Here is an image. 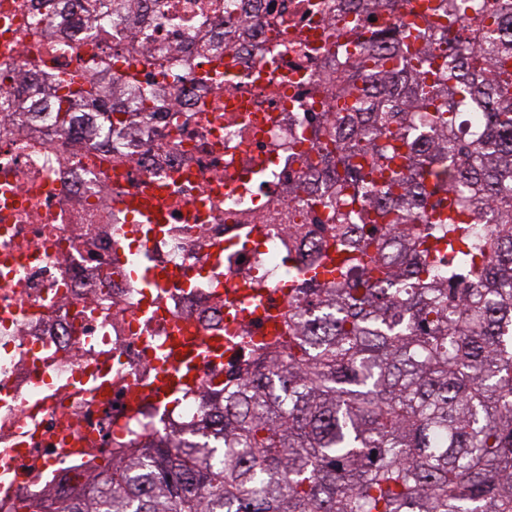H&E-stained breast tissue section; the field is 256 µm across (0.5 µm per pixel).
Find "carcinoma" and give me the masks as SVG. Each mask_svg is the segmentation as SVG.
<instances>
[{"label": "carcinoma", "instance_id": "obj_1", "mask_svg": "<svg viewBox=\"0 0 512 512\" xmlns=\"http://www.w3.org/2000/svg\"><path fill=\"white\" fill-rule=\"evenodd\" d=\"M432 11L364 39L319 146L328 193L298 198L328 211L339 275L289 266L305 308L224 389L219 438L131 456L61 512H512V0ZM55 83L62 126L97 101Z\"/></svg>", "mask_w": 512, "mask_h": 512}]
</instances>
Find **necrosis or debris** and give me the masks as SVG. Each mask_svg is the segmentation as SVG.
I'll return each mask as SVG.
<instances>
[{
	"label": "necrosis or debris",
	"mask_w": 512,
	"mask_h": 512,
	"mask_svg": "<svg viewBox=\"0 0 512 512\" xmlns=\"http://www.w3.org/2000/svg\"><path fill=\"white\" fill-rule=\"evenodd\" d=\"M417 0H0V512H56L127 453L209 431L210 405L287 308L288 262L318 263L316 131L362 41L404 33ZM96 80L107 111L32 112L50 76ZM151 86L141 103L129 76ZM195 380L162 394L169 351Z\"/></svg>",
	"instance_id": "4bbe7bcc"
}]
</instances>
